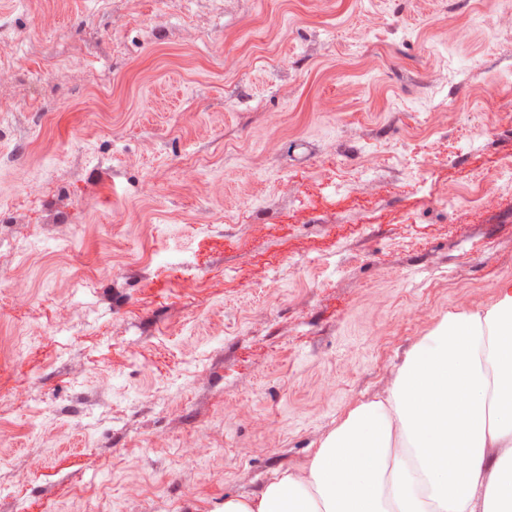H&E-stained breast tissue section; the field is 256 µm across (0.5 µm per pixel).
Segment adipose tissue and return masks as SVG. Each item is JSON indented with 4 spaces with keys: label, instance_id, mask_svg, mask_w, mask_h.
Returning a JSON list of instances; mask_svg holds the SVG:
<instances>
[{
    "label": "adipose tissue",
    "instance_id": "ef3b65f1",
    "mask_svg": "<svg viewBox=\"0 0 512 512\" xmlns=\"http://www.w3.org/2000/svg\"><path fill=\"white\" fill-rule=\"evenodd\" d=\"M512 288L449 312L293 470L219 512H512Z\"/></svg>",
    "mask_w": 512,
    "mask_h": 512
}]
</instances>
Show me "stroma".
Segmentation results:
<instances>
[{
    "instance_id": "1",
    "label": "stroma",
    "mask_w": 512,
    "mask_h": 512,
    "mask_svg": "<svg viewBox=\"0 0 512 512\" xmlns=\"http://www.w3.org/2000/svg\"><path fill=\"white\" fill-rule=\"evenodd\" d=\"M511 63L502 0H0V389L38 388L0 402L8 512H218L497 301L512 192L458 196L512 159Z\"/></svg>"
}]
</instances>
